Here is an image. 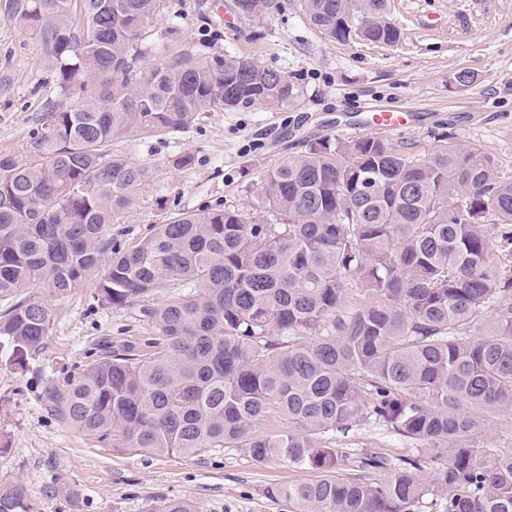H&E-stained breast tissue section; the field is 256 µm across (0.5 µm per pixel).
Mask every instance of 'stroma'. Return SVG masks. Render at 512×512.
I'll return each instance as SVG.
<instances>
[{
	"label": "stroma",
	"mask_w": 512,
	"mask_h": 512,
	"mask_svg": "<svg viewBox=\"0 0 512 512\" xmlns=\"http://www.w3.org/2000/svg\"><path fill=\"white\" fill-rule=\"evenodd\" d=\"M389 18L403 33L397 45L342 44L309 23L299 0H271L258 17L243 16L234 0H165L149 28V64L183 51L237 53L284 71L299 97L279 108L202 112L185 133L113 141L114 153L146 170L131 209L112 227L118 246L205 207L254 221L249 200L265 171L309 142L380 134L375 107L415 112L408 127L391 132L393 143L431 153L445 133L511 171L512 0H390ZM462 70L475 74V85L454 86ZM56 84L38 44L0 0V154L29 149ZM187 152L194 164L175 167L174 158ZM166 300L158 293L107 308L88 280L75 293L50 297L51 331L25 371L0 358V433L10 441L0 452V481L21 483L33 512H142L146 503L182 498L200 512H291L266 489L307 479V472L277 461L256 465L239 448L181 457L102 447L42 401L45 386L64 390L78 379L100 345L142 346L155 334L142 307Z\"/></svg>",
	"instance_id": "35a3bbf8"
}]
</instances>
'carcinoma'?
Here are the masks:
<instances>
[{"instance_id":"cac0c4a2","label":"carcinoma","mask_w":512,"mask_h":512,"mask_svg":"<svg viewBox=\"0 0 512 512\" xmlns=\"http://www.w3.org/2000/svg\"><path fill=\"white\" fill-rule=\"evenodd\" d=\"M46 2L11 3L59 100L29 153L0 155V355L25 369L50 331L46 297L95 276L110 308L169 292L144 309L150 352L106 348L69 389L44 388L90 439L184 457L242 448L318 472L267 488L293 512H416L430 496L437 512H512V449L482 442L512 411V175L452 140L426 154L376 135L326 139L263 174L254 222L184 212L121 249L112 225L145 170L112 141L299 91L232 53L147 65L164 0ZM300 2L338 42L355 25L371 43L401 40L388 0ZM237 7L254 17L269 0ZM361 423L423 451L394 459L336 438ZM0 512H32L21 484L0 482ZM143 512L198 510L181 499Z\"/></svg>"}]
</instances>
